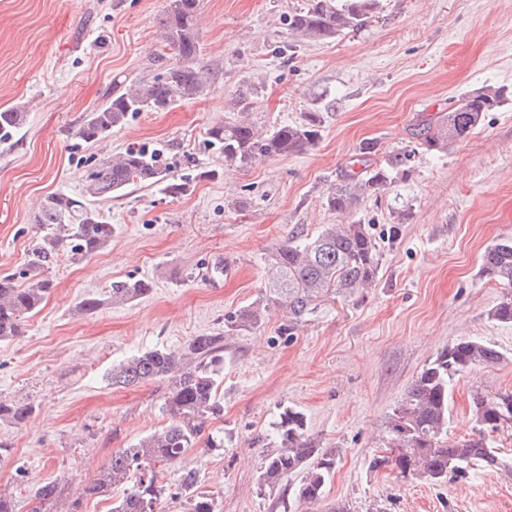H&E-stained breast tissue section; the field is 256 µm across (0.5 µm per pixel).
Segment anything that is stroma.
<instances>
[{"instance_id":"stroma-1","label":"stroma","mask_w":512,"mask_h":512,"mask_svg":"<svg viewBox=\"0 0 512 512\" xmlns=\"http://www.w3.org/2000/svg\"><path fill=\"white\" fill-rule=\"evenodd\" d=\"M307 0H201L199 63L212 79L198 98L141 112L102 140L74 130L112 81L162 74L175 60L155 25L166 0H0V109L27 115L0 143V274L23 269L41 231L45 197L84 198L113 227L110 244L81 262L61 260L55 287L14 340L0 342V398L31 404L22 427L0 425V492L29 512V485L76 488L113 452L161 427L166 385H111L113 364L192 337L224 335V448H193L161 467V512H183L175 493L196 471L216 512H512V470L471 469L441 482L370 470L386 421L425 364L462 337L501 352L453 384L448 436L473 425L475 390L512 391V324L489 318L499 284L485 276L491 244L512 237V101L448 151H418L405 178L365 199L354 219L372 225L381 253L374 288L328 296L293 334L270 307L260 323L227 332L229 315L261 302L267 257L295 230L314 234L340 215L324 203L363 140L383 162L410 144L423 120L486 86L512 91V0H382L359 33L311 40L289 35L285 15ZM249 92L242 107L240 92ZM322 112L313 146L248 167L226 161L207 130L248 113L270 129ZM129 147L159 153L184 192L133 185L87 196L100 161ZM408 213L402 232L386 230ZM228 262L232 274H213ZM152 281L144 298L113 304V282ZM95 312L79 311L87 297ZM302 410L322 447L338 449L316 505L294 488L259 489L258 474L282 407Z\"/></svg>"}]
</instances>
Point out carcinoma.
<instances>
[{
  "label": "carcinoma",
  "mask_w": 512,
  "mask_h": 512,
  "mask_svg": "<svg viewBox=\"0 0 512 512\" xmlns=\"http://www.w3.org/2000/svg\"><path fill=\"white\" fill-rule=\"evenodd\" d=\"M200 0H168L156 16L167 45L173 47L176 61L149 80L125 85L115 81L104 102L89 113L75 131L82 141L103 139L143 111H160L176 102L201 96L209 86L210 73L199 65L196 23ZM379 0H309L308 7L293 11L285 19L288 34L325 40L348 31L358 32L378 18ZM508 98L503 88L489 86L467 94L458 104L434 121L422 124L413 133L417 144L428 151L448 150L479 127L485 113ZM26 122V113L17 109L0 110V138ZM322 128L321 112L304 113L297 123L280 125L269 132L242 120L215 125L208 140L224 150V158L242 167L262 158L288 156L316 144ZM377 143L359 145L357 163L366 170L354 169L327 190L329 210L350 216L358 205L388 186L393 176L409 171L412 152L404 150L372 166ZM162 183L173 195L183 192V184L167 179L156 156L144 148L130 147L125 152L104 158L89 176L87 192L92 197L112 198L131 184ZM34 223L46 233L28 254L24 280L11 274L0 275V342L19 335L24 318L39 310L55 287L51 273L62 256L82 260L105 247L112 239V225L87 204L64 193L48 195L34 216ZM266 302L278 305L288 317L283 331L291 332L317 306V301L333 293L352 296L373 287L380 267V250L373 227L356 220L344 224H324L312 236L301 230L271 252ZM482 273L507 288L490 310V317L512 324V238H504L487 248ZM153 285L139 279L112 285V303L120 304L149 295ZM264 307L240 311L227 323L230 331L255 325ZM502 354L480 340L461 338L438 352L422 369L400 399L386 422L390 454L372 458L369 468L394 464L404 475H424L440 482L457 466H478L486 470L511 468L493 450L490 433L499 422L512 416V391L495 394L475 391L471 396L474 426L468 437L448 441V398L460 375L472 367L498 361ZM224 371V337L194 336L182 350L151 349L135 354L112 366L109 380L118 387L146 381H165L167 392L163 411L167 423L128 448L112 452L110 463L94 480L78 485V498L70 504L61 501L62 487L51 481L32 485L29 494L54 512H79L80 499L108 495L110 489L125 486L122 496L112 500L111 512H156L165 495L156 464L174 465L197 446L206 422L224 413L219 393ZM32 413L27 403L0 399V421L22 427ZM275 447L262 458L258 483L274 487L291 478L298 479L295 495L302 503H315L339 455L336 448H324L309 433L306 415L284 407L273 423ZM192 471L181 475L180 496L184 512H216L211 495L195 489Z\"/></svg>",
  "instance_id": "cac0c4a2"
}]
</instances>
